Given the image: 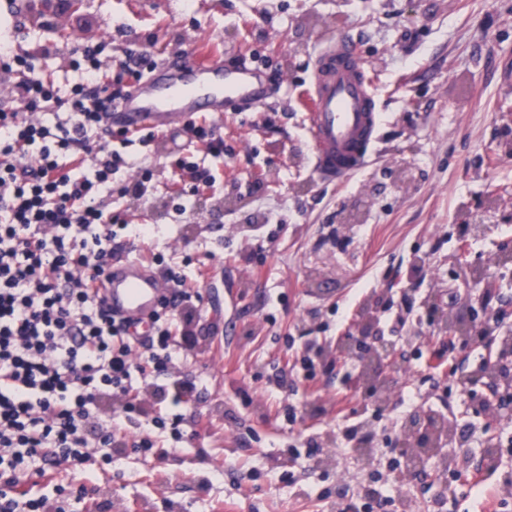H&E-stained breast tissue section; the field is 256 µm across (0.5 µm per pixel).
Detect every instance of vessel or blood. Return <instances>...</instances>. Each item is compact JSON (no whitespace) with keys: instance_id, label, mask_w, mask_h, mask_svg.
<instances>
[{"instance_id":"obj_1","label":"vessel or blood","mask_w":512,"mask_h":512,"mask_svg":"<svg viewBox=\"0 0 512 512\" xmlns=\"http://www.w3.org/2000/svg\"><path fill=\"white\" fill-rule=\"evenodd\" d=\"M367 66L348 35L328 36L316 51L309 74V139L320 181L333 183L353 174L374 152L382 116ZM276 93L270 76L247 58L190 52L176 61L159 62L132 81L103 122L116 130L170 134L201 117L267 106ZM173 293L171 282L151 265L126 258L108 267L103 303L139 343Z\"/></svg>"}]
</instances>
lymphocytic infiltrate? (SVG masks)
I'll use <instances>...</instances> for the list:
<instances>
[{
	"label": "lymphocytic infiltrate",
	"mask_w": 512,
	"mask_h": 512,
	"mask_svg": "<svg viewBox=\"0 0 512 512\" xmlns=\"http://www.w3.org/2000/svg\"><path fill=\"white\" fill-rule=\"evenodd\" d=\"M104 51L98 44L72 56L82 79L63 92L35 56L0 49V72L13 78L10 103L0 108V512H69L52 496L31 495L24 480L51 476L58 460L98 470L116 448L151 457L152 438L126 432L142 414L129 398L132 381L169 372L175 338L199 300L194 284L154 257L176 299L137 357L97 293L120 223L101 192L132 165L124 145L155 139L102 125L125 77L143 75L135 50H126L117 76ZM53 108L63 112L54 124L33 120ZM112 393L128 398L123 421L89 434Z\"/></svg>",
	"instance_id": "f902f5d3"
}]
</instances>
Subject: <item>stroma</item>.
Segmentation results:
<instances>
[{"label": "stroma", "instance_id": "35a3bbf8", "mask_svg": "<svg viewBox=\"0 0 512 512\" xmlns=\"http://www.w3.org/2000/svg\"><path fill=\"white\" fill-rule=\"evenodd\" d=\"M329 30L356 39L382 113L369 162L340 185L314 174L307 134L308 76ZM10 36L64 89L81 78L71 53L103 41L116 65L128 47L149 63L195 48L253 56L283 88L263 108L225 113L224 155L206 161L216 183L197 195L181 196L166 138L127 149L135 166L119 179L151 170L150 191L105 200L153 233L120 234L116 257L162 254L201 287L175 368L133 393L157 411L180 380L196 388L173 405L183 439L162 464L117 453L93 475L56 466L60 484L83 489L81 512H335L340 495L381 483L395 512H512V404L484 413L459 387L512 336V263L497 269L503 320L479 313L493 341L458 352L456 374L432 363L443 333L421 305L480 303L473 269L512 251V0H0V38ZM462 224L483 230L463 239ZM405 296L413 312L379 410L336 346L368 309L388 335L385 308ZM307 349L333 372L292 373L290 352ZM437 409L462 427L470 456L449 445L403 474L389 440ZM346 420L375 430L374 454L337 442ZM458 483L469 496L453 503Z\"/></svg>", "mask_w": 512, "mask_h": 512}]
</instances>
